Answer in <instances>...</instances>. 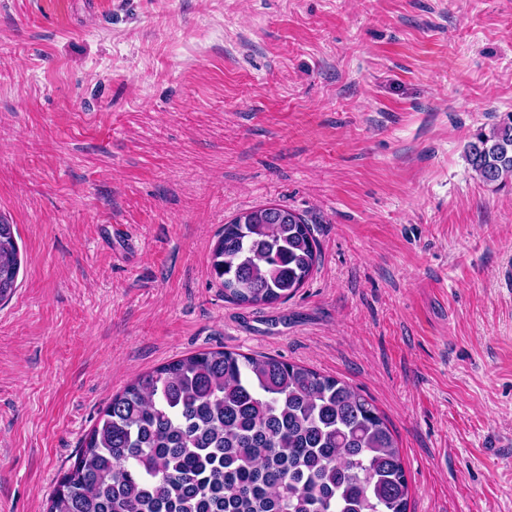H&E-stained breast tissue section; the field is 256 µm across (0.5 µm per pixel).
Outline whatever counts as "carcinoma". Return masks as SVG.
<instances>
[{"mask_svg": "<svg viewBox=\"0 0 512 512\" xmlns=\"http://www.w3.org/2000/svg\"><path fill=\"white\" fill-rule=\"evenodd\" d=\"M486 184L512 181V113L466 154ZM320 259L308 221L281 205L224 225L211 272L240 306L283 303ZM19 248L0 222V301ZM409 482L386 420L335 377L268 356L205 351L112 397L47 512H408Z\"/></svg>", "mask_w": 512, "mask_h": 512, "instance_id": "carcinoma-1", "label": "carcinoma"}]
</instances>
